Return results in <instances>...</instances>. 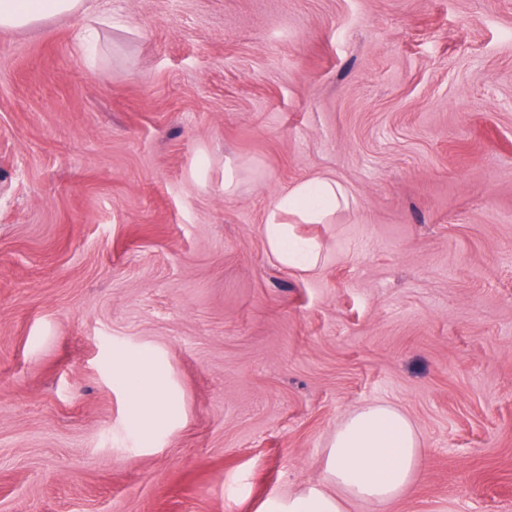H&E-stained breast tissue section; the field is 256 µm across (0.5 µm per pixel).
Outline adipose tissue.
<instances>
[{"label": "adipose tissue", "instance_id": "ef3b65f1", "mask_svg": "<svg viewBox=\"0 0 512 512\" xmlns=\"http://www.w3.org/2000/svg\"><path fill=\"white\" fill-rule=\"evenodd\" d=\"M87 0H0V29L23 30L60 16L88 14ZM356 204L350 188L331 173H318L278 193L266 208L260 232L269 254L286 268L317 271L324 245L300 232L303 224L333 223ZM117 374L130 389L132 410L148 430L168 415L164 384L142 354L121 358ZM419 435L410 419L387 403L361 406L337 425L321 461L323 482L263 502L260 512H344V498L386 504L411 487L420 471Z\"/></svg>", "mask_w": 512, "mask_h": 512}]
</instances>
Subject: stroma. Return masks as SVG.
<instances>
[{"label": "stroma", "mask_w": 512, "mask_h": 512, "mask_svg": "<svg viewBox=\"0 0 512 512\" xmlns=\"http://www.w3.org/2000/svg\"><path fill=\"white\" fill-rule=\"evenodd\" d=\"M92 5L94 58L82 15L0 30V512H258L375 402L421 470L345 512H512V0ZM317 172L357 204L300 274L260 226ZM118 377L130 389L132 411L137 425L149 432L163 423L168 415L164 384L143 354H129L118 364Z\"/></svg>", "instance_id": "stroma-1"}]
</instances>
